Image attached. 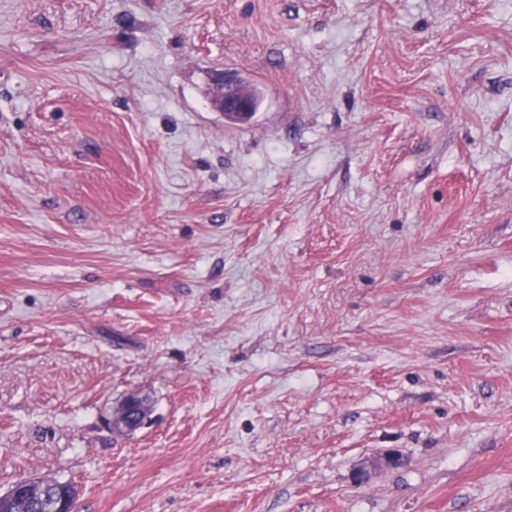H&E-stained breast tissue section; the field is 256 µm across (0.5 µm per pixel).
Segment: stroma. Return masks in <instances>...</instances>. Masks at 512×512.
Here are the masks:
<instances>
[{
    "instance_id": "1",
    "label": "stroma",
    "mask_w": 512,
    "mask_h": 512,
    "mask_svg": "<svg viewBox=\"0 0 512 512\" xmlns=\"http://www.w3.org/2000/svg\"><path fill=\"white\" fill-rule=\"evenodd\" d=\"M23 477L79 512H512V0H0ZM209 85L211 106L225 121L238 125L252 121L261 104L256 84L234 70H220L211 74ZM148 400L137 393L126 396L120 408L112 415L110 426L113 432L131 434L140 429L148 420ZM403 460L402 454L397 451H388L373 460L368 465L362 467L354 474V481L356 483H363L367 481L373 473L382 468H395Z\"/></svg>"
}]
</instances>
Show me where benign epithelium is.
<instances>
[{
  "label": "benign epithelium",
  "mask_w": 512,
  "mask_h": 512,
  "mask_svg": "<svg viewBox=\"0 0 512 512\" xmlns=\"http://www.w3.org/2000/svg\"><path fill=\"white\" fill-rule=\"evenodd\" d=\"M209 99L214 111L224 120L238 125L248 124L257 114L261 104V91L250 80L234 70H220L211 74ZM150 405L138 394L126 396L120 408L112 415L110 426L117 433L131 434L148 420ZM403 460L397 451H388L362 467L354 474V481L363 483L382 468H394ZM56 481L44 478H25L16 481L11 488L0 494V512H8L11 506L24 498L34 500L38 512H75L78 489L75 485L54 491Z\"/></svg>",
  "instance_id": "7a95c632"
}]
</instances>
